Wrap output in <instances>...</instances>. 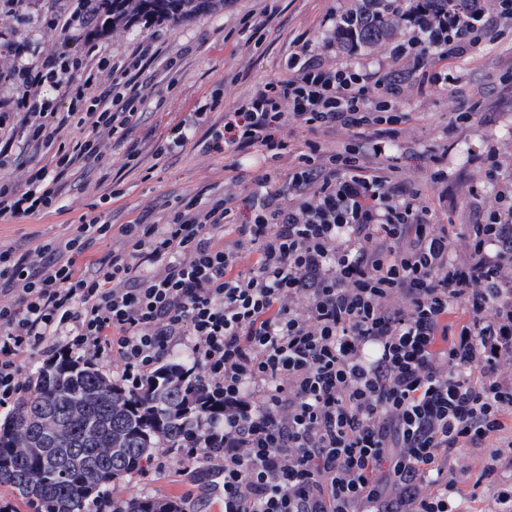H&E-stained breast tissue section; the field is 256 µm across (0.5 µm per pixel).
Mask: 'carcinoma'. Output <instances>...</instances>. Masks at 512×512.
<instances>
[{
	"label": "carcinoma",
	"instance_id": "1",
	"mask_svg": "<svg viewBox=\"0 0 512 512\" xmlns=\"http://www.w3.org/2000/svg\"><path fill=\"white\" fill-rule=\"evenodd\" d=\"M89 35L140 20L182 21L224 7V0H93ZM359 35L367 44L383 35L382 10L364 0ZM191 361L169 358L152 382L133 394L97 368L76 360L43 367L34 387L0 423V487L26 499L35 512H85L89 500L142 471L163 442L169 448L213 443L205 421L224 419L191 373ZM126 512H185L183 503L133 498Z\"/></svg>",
	"mask_w": 512,
	"mask_h": 512
}]
</instances>
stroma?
<instances>
[{
    "label": "stroma",
    "mask_w": 512,
    "mask_h": 512,
    "mask_svg": "<svg viewBox=\"0 0 512 512\" xmlns=\"http://www.w3.org/2000/svg\"><path fill=\"white\" fill-rule=\"evenodd\" d=\"M357 0H224L223 9L180 22H136L117 30L105 31L96 41L102 55L131 50L138 42L160 37L167 51L180 61L172 71L158 74L162 104H149L148 116L140 134L159 139L170 127L192 111L203 96L213 90L222 94L221 106L231 111L235 103L252 94L283 71V62L293 37L304 35L322 40L320 22L326 13L352 7ZM278 10L263 31L260 41L243 33V22L260 15L266 5ZM71 0H27L21 14L9 21L18 41L26 43L30 57L46 52L81 55V39L61 33L47 24L51 12L69 9ZM512 65V39L503 41L477 55L453 61L449 75L426 97H410L405 111L413 119L404 124L401 137L421 147L448 149V220L471 224L476 216L461 207L459 188L478 180L479 171L473 157L486 141L495 142L502 153L512 152V86L504 81ZM474 103L477 119L465 131H453L448 120L459 101ZM148 180L133 179L128 194L107 204L115 223L133 218L146 204L162 197L192 193L202 186L222 183L226 177L225 160L217 155L183 153L168 161L154 162ZM67 225L62 217L0 220V245L28 248L38 240L66 239ZM155 468L112 485L111 490L130 499L158 496L185 504L186 512H221L219 499L210 490L209 480L200 472L202 463L182 469L175 456H157Z\"/></svg>",
    "instance_id": "35a3bbf8"
}]
</instances>
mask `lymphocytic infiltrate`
Here are the masks:
<instances>
[{"label": "lymphocytic infiltrate", "instance_id": "1", "mask_svg": "<svg viewBox=\"0 0 512 512\" xmlns=\"http://www.w3.org/2000/svg\"><path fill=\"white\" fill-rule=\"evenodd\" d=\"M384 13L407 38L381 59L357 61L346 13L328 14L323 42L295 37L278 78L221 116L204 97L151 143L135 134L156 94L141 75L174 65L155 39L116 64L93 43L80 61L33 62L0 30V88L15 91L0 100V169L22 171L0 178V219L68 213L79 172L100 202L121 199L128 174L149 178L147 152H214L230 174L122 224L85 212L67 239L0 248V407L27 389L23 354L111 367L137 393L181 341L224 401L216 447L186 453L218 460L224 512H463L461 450L482 478L512 471V162L485 149L466 226L440 222L444 195L395 166L405 97L511 36L512 0H388ZM337 46L346 60L328 63ZM291 123L341 143L296 146Z\"/></svg>", "mask_w": 512, "mask_h": 512}]
</instances>
